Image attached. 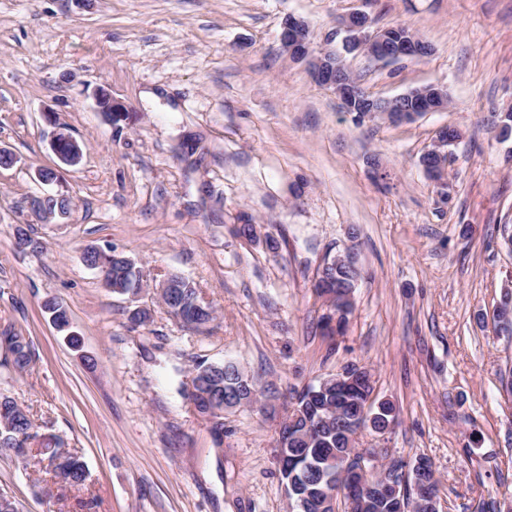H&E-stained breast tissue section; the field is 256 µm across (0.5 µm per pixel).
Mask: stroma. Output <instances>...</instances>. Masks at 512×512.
Instances as JSON below:
<instances>
[{"label": "stroma", "instance_id": "obj_1", "mask_svg": "<svg viewBox=\"0 0 512 512\" xmlns=\"http://www.w3.org/2000/svg\"><path fill=\"white\" fill-rule=\"evenodd\" d=\"M353 11L433 48L395 63L345 54L364 89L392 98L438 83L447 110L357 122L282 51L288 16L334 50ZM98 87L125 121L98 111ZM149 89L160 101L143 99ZM47 110L83 149L50 186L36 178L56 162ZM510 110L512 0H0V147L18 158L0 168V336H26L32 351L16 372L0 345V393L89 473L70 489L5 454L0 490L20 512H289L275 428L293 392L353 364L399 412L358 447L430 458L439 512H512V335L496 319L512 287L499 232L512 224V139L494 123ZM444 126L460 138L443 186L420 158ZM47 192L70 198L64 223L31 214ZM19 224L43 252L16 247ZM350 243L354 306L327 335L313 284ZM88 244L137 262L138 301L105 288L82 259ZM172 273L212 307L206 327L175 321L154 293ZM227 358L263 389L264 410L216 419L187 398L196 363ZM93 98L99 112H103L112 125L116 126L126 119L128 112H126L124 105L113 100L112 95L105 88H95Z\"/></svg>", "mask_w": 512, "mask_h": 512}]
</instances>
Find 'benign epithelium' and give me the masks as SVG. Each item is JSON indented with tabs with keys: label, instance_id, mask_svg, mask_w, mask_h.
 <instances>
[{
	"label": "benign epithelium",
	"instance_id": "obj_1",
	"mask_svg": "<svg viewBox=\"0 0 512 512\" xmlns=\"http://www.w3.org/2000/svg\"><path fill=\"white\" fill-rule=\"evenodd\" d=\"M339 27L346 33L342 48L344 51L360 50L364 54L382 61H400L420 59L431 53V46L398 26L385 28L373 27L371 18L363 12L349 13L339 20ZM280 45L284 52L294 60L304 61L309 66L313 80L334 91L343 109L356 114L357 119L367 120L383 118L390 122H407L428 114L444 110L448 107V94L444 87L433 84L415 88L394 98H376L366 93L358 84L353 74L345 67L342 54L336 50H315L312 46L310 30L305 21L296 17H288L279 35ZM93 98L99 111L114 126L127 117L124 105L112 99V95L104 88L97 87ZM51 127L48 142L51 151L60 164L77 165L83 155L79 142L66 128L47 118ZM452 129H441L433 147L427 154L434 159L433 165L426 173L436 181L446 182L448 166V135ZM51 195L36 196L30 201L31 211L43 222H56L67 216V207L48 202ZM355 251L348 246L343 252L336 254L324 263L316 277L314 287L321 288L330 266H355ZM293 429L284 422L279 427L276 441V460L279 465L288 461L286 450L293 441ZM376 457L373 452H365L363 460L353 465L345 462L338 474L327 478L330 490L322 504V512H336L337 500L344 498L354 501L365 494L370 488L365 461ZM408 471L402 462L396 463L393 469L379 475L378 483L386 490L394 486V480L406 482Z\"/></svg>",
	"mask_w": 512,
	"mask_h": 512
}]
</instances>
